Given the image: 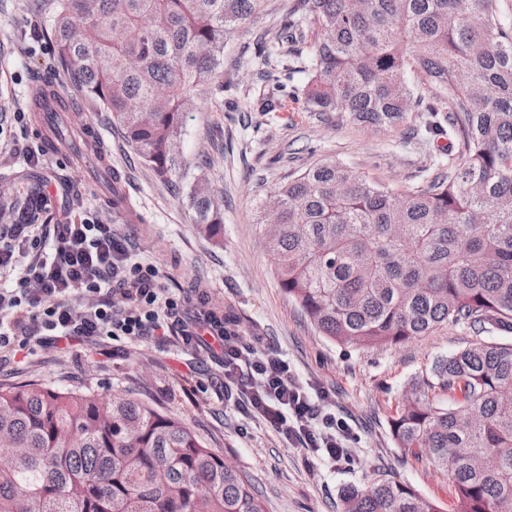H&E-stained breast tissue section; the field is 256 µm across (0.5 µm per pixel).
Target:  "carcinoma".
I'll list each match as a JSON object with an SVG mask.
<instances>
[{"label":"carcinoma","mask_w":512,"mask_h":512,"mask_svg":"<svg viewBox=\"0 0 512 512\" xmlns=\"http://www.w3.org/2000/svg\"><path fill=\"white\" fill-rule=\"evenodd\" d=\"M264 0H56L53 39L74 92L112 114L157 174L177 163L183 114L221 78L224 39ZM273 36L293 54L316 31L304 88L313 112L383 130L412 112L448 135V168L393 192L334 157L274 187L265 237L278 283L322 335L379 349L458 325L512 332V27L496 0H299ZM434 89L427 101L406 76ZM55 97L33 82L32 111ZM57 98V97H55ZM63 112L73 98H57ZM59 143H93L55 124ZM189 206L213 238L222 218L202 187ZM42 208L35 191L15 218ZM389 422L397 447L428 458L454 489L451 512H512V342L479 340L436 358ZM0 512H265L254 487L178 417L123 391L0 387ZM342 512H441L379 478L341 495Z\"/></svg>","instance_id":"obj_1"}]
</instances>
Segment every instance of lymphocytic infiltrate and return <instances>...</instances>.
I'll return each mask as SVG.
<instances>
[{"label":"lymphocytic infiltrate","instance_id":"f902f5d3","mask_svg":"<svg viewBox=\"0 0 512 512\" xmlns=\"http://www.w3.org/2000/svg\"><path fill=\"white\" fill-rule=\"evenodd\" d=\"M22 250L30 260L17 289H0V352L24 341L142 338L174 329L239 385L246 413L318 456L336 462L346 454L347 424L318 408L284 360L256 344L243 349L239 331L225 327L223 311L210 307L206 292L198 294L197 316L183 319V299L163 288L156 267L133 261L126 237L111 225L80 219L0 228V275ZM74 296L89 298V305L76 308Z\"/></svg>","mask_w":512,"mask_h":512}]
</instances>
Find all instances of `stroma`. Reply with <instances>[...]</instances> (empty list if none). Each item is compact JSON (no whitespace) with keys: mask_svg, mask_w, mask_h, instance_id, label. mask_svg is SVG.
I'll list each match as a JSON object with an SVG mask.
<instances>
[{"mask_svg":"<svg viewBox=\"0 0 512 512\" xmlns=\"http://www.w3.org/2000/svg\"><path fill=\"white\" fill-rule=\"evenodd\" d=\"M297 0H264L263 11L224 41L222 86L196 95L184 116L175 170L157 175L113 127L109 113L91 101L72 118L90 125L106 164L79 162L68 153L48 155L28 110L36 74L71 88L51 38L54 0H0V226L13 223V203L32 186L50 198L49 221L84 217L119 224L131 233L136 260L160 270L163 287L196 300L205 291L212 306L232 313L244 342L259 336L285 360L310 394H325L326 411L351 431L347 455L329 462L290 443L244 413L224 371L202 349L172 340L123 337L110 342L52 344L0 353V385L39 383L55 389H93L102 398L123 390L179 417L227 464L258 490L265 512H339L342 490L379 477L395 478L449 512L453 488L427 459L397 448L389 421L400 410L409 383L439 356L474 336L461 327L381 349L342 345L320 334L279 287L257 215L267 192L284 176L321 158L339 159L390 190L418 184L425 168L447 163V138L423 129L424 115L383 132L312 112L293 91L307 81L306 57L272 48L268 65L254 56L256 37L275 31ZM288 94L263 111L258 85ZM116 175L132 205L113 210L108 175ZM207 179L221 206L224 234H200L187 195Z\"/></svg>","mask_w":512,"mask_h":512,"instance_id":"1","label":"stroma"}]
</instances>
